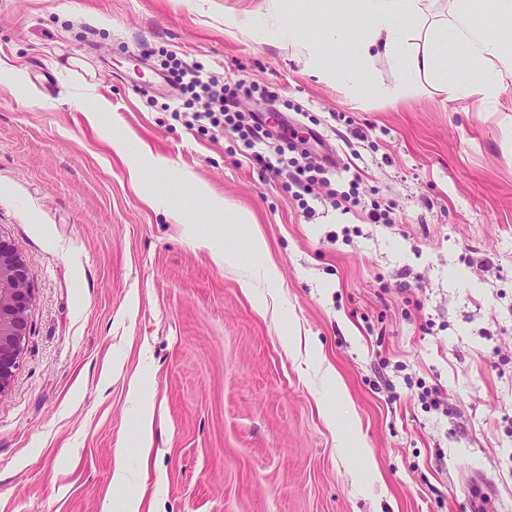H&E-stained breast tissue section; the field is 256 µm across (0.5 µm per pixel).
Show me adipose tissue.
<instances>
[{
  "instance_id": "adipose-tissue-1",
  "label": "adipose tissue",
  "mask_w": 512,
  "mask_h": 512,
  "mask_svg": "<svg viewBox=\"0 0 512 512\" xmlns=\"http://www.w3.org/2000/svg\"><path fill=\"white\" fill-rule=\"evenodd\" d=\"M434 0H324V28L336 43H353L356 66L343 60L327 61L313 52L301 27L288 28V39L303 43L313 53L314 67L326 80L353 94L389 97L387 87L370 79L377 56H384L396 70L432 78L438 92L455 100L475 93L496 98L499 87L512 79V0H486L489 24L478 25L466 6H458L449 16L429 21ZM361 25L359 37H352V25ZM423 44H416V37ZM454 48L469 65L465 82L448 81L447 48Z\"/></svg>"
}]
</instances>
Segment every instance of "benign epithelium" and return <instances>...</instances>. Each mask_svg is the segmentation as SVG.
<instances>
[{
  "instance_id": "1",
  "label": "benign epithelium",
  "mask_w": 512,
  "mask_h": 512,
  "mask_svg": "<svg viewBox=\"0 0 512 512\" xmlns=\"http://www.w3.org/2000/svg\"><path fill=\"white\" fill-rule=\"evenodd\" d=\"M32 301L27 265L0 236V394L9 385L28 336Z\"/></svg>"
}]
</instances>
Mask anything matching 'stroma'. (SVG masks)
<instances>
[{
  "mask_svg": "<svg viewBox=\"0 0 512 512\" xmlns=\"http://www.w3.org/2000/svg\"><path fill=\"white\" fill-rule=\"evenodd\" d=\"M175 59L282 116V173L186 125L206 102L160 87ZM371 78L409 91L323 81L288 0H0V236L34 293L0 512H113L128 489L141 512H512V80L448 102L383 59ZM130 391L140 401L137 425L139 451L143 456L148 457L152 447L153 404L150 400L143 398L142 385L139 379L133 378L131 380Z\"/></svg>",
  "mask_w": 512,
  "mask_h": 512,
  "instance_id": "1",
  "label": "stroma"
}]
</instances>
